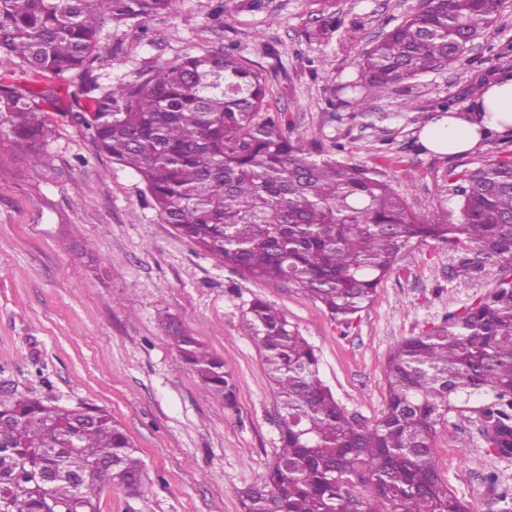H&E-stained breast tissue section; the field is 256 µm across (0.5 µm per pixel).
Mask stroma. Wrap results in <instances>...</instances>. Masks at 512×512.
<instances>
[{
  "instance_id": "35a3bbf8",
  "label": "stroma",
  "mask_w": 512,
  "mask_h": 512,
  "mask_svg": "<svg viewBox=\"0 0 512 512\" xmlns=\"http://www.w3.org/2000/svg\"><path fill=\"white\" fill-rule=\"evenodd\" d=\"M219 20H212L216 5ZM424 0H179L151 24L109 28L113 53L94 64L100 83L133 81L186 54L235 48L279 90L278 105L303 143L345 145L339 161L373 172L420 216L457 223L449 170L512 155V133H493L475 151H428L420 132L442 103L468 110L471 79L512 70V0L477 39L467 71L422 73L352 110L335 87L359 77V60L381 34ZM345 24L333 39L307 41L318 11ZM456 257L429 242L399 256L373 303L347 326L302 290L243 277L199 252L163 223L139 176L100 151L83 127L52 122L42 151L0 136V391L76 407L104 408L146 463L138 493L109 486L99 512H241L279 446L280 410L245 322L260 298L279 307L314 345L319 375L348 417L372 424L386 407L385 363L408 336L441 325L493 286L487 272L455 275ZM173 317L224 361L237 405L202 387L163 325ZM475 394L455 401L437 427L434 459L469 512H499L512 498V457L483 435Z\"/></svg>"
}]
</instances>
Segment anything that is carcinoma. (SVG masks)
Wrapping results in <instances>:
<instances>
[{
	"instance_id": "obj_1",
	"label": "carcinoma",
	"mask_w": 512,
	"mask_h": 512,
	"mask_svg": "<svg viewBox=\"0 0 512 512\" xmlns=\"http://www.w3.org/2000/svg\"><path fill=\"white\" fill-rule=\"evenodd\" d=\"M177 0H0V130L40 149L50 113L79 119L96 146L142 178L160 219L201 251L263 281L288 282L349 325L374 300L399 255L437 241L456 273L492 266L489 293L442 326L399 342L385 367L387 406L353 424L319 376L314 347L283 311L254 299L246 312L280 405L279 448L240 493L242 512H469L434 460L452 401L489 396L487 442L512 456V156L448 172L463 185L460 220L420 217L364 168L316 160L283 127L278 92L230 52L185 55L135 81L103 86L95 60L107 26L146 25ZM502 0H427L378 38L343 86L354 109L446 64L470 45ZM342 22L320 13L307 40ZM170 340L204 389L231 409L224 361L167 321ZM139 450L112 414L0 394V512H98L106 486L139 489Z\"/></svg>"
}]
</instances>
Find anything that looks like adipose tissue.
Returning <instances> with one entry per match:
<instances>
[{
    "mask_svg": "<svg viewBox=\"0 0 512 512\" xmlns=\"http://www.w3.org/2000/svg\"><path fill=\"white\" fill-rule=\"evenodd\" d=\"M488 131H512V72L498 73L484 87L473 109L433 115L420 139L431 151L455 156L474 150Z\"/></svg>",
    "mask_w": 512,
    "mask_h": 512,
    "instance_id": "ef3b65f1",
    "label": "adipose tissue"
}]
</instances>
